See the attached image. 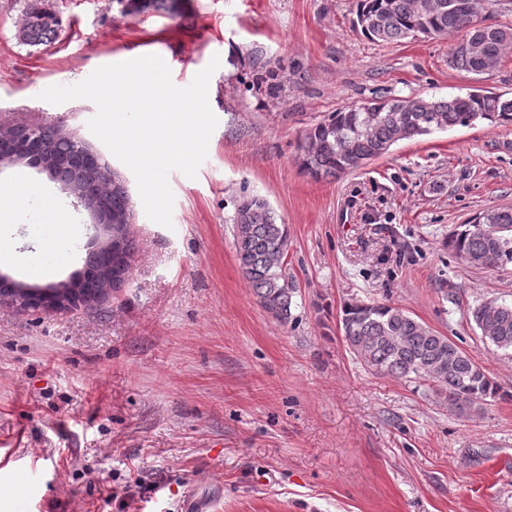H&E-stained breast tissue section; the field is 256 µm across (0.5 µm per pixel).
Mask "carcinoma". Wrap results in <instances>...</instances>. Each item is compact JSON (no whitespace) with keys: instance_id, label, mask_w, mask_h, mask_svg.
Listing matches in <instances>:
<instances>
[{"instance_id":"1","label":"carcinoma","mask_w":512,"mask_h":512,"mask_svg":"<svg viewBox=\"0 0 512 512\" xmlns=\"http://www.w3.org/2000/svg\"><path fill=\"white\" fill-rule=\"evenodd\" d=\"M452 0H357L354 27L373 42H398L418 37H458L451 47L453 67L476 76L495 71L512 49V27L477 25L484 0H457L463 10L449 7ZM178 0H126V10L177 12ZM60 20L47 9L29 5L17 37L30 47L47 45L59 36ZM512 125V99L487 90L466 97L436 100L421 96L375 97L332 113L307 129L298 144L297 162L319 180L357 171L412 140L455 125L476 121ZM74 137L58 126L37 142L33 164L51 160L46 169L53 181L66 185L69 194L86 196L112 214V249H103L108 261L96 274L75 279L83 304L91 306L104 296L107 285L116 289L128 277L133 242L129 238L130 199L114 179L94 188L76 152ZM235 251L240 271L260 305L286 324L296 288L286 273L288 225L277 222L269 202L243 193L232 218ZM457 257L483 267L512 264V209L486 212L464 225L448 240ZM468 318L482 338L496 349L512 352V304L489 300L468 309ZM339 328L350 350L371 371L430 385L448 393V409L471 416L483 409L498 388L452 339L415 319L401 307L383 302L346 303L339 312Z\"/></svg>"}]
</instances>
